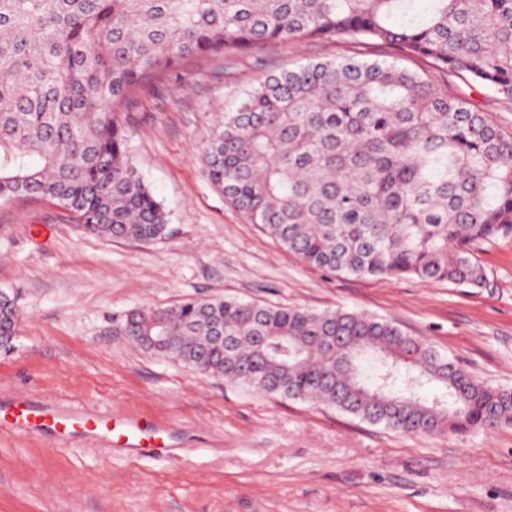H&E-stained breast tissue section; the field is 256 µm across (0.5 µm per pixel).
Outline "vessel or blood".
<instances>
[{"label":"vessel or blood","mask_w":512,"mask_h":512,"mask_svg":"<svg viewBox=\"0 0 512 512\" xmlns=\"http://www.w3.org/2000/svg\"><path fill=\"white\" fill-rule=\"evenodd\" d=\"M0 430L16 435L43 431L60 442L81 437L111 448L154 451L166 445L161 426L144 417L99 410L51 412L25 399L0 404Z\"/></svg>","instance_id":"1"}]
</instances>
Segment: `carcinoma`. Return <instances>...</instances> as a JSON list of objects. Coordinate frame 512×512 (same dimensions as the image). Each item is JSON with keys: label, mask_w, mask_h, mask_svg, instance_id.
<instances>
[{"label": "carcinoma", "mask_w": 512, "mask_h": 512, "mask_svg": "<svg viewBox=\"0 0 512 512\" xmlns=\"http://www.w3.org/2000/svg\"><path fill=\"white\" fill-rule=\"evenodd\" d=\"M0 0V202L48 198L91 234L150 242L169 213L128 150L125 109L202 57L310 39L384 43L512 97V0ZM204 173L304 264L487 284L512 236V132L396 61L284 67L214 126ZM0 296V336L15 335ZM132 345L257 392L407 435L512 426L495 389L395 323L210 297L112 318Z\"/></svg>", "instance_id": "cac0c4a2"}]
</instances>
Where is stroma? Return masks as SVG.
Segmentation results:
<instances>
[{
    "label": "stroma",
    "mask_w": 512,
    "mask_h": 512,
    "mask_svg": "<svg viewBox=\"0 0 512 512\" xmlns=\"http://www.w3.org/2000/svg\"><path fill=\"white\" fill-rule=\"evenodd\" d=\"M396 54L349 39L275 45L231 66L201 62L138 94L129 150L170 214L164 239L84 233L44 198L0 203V292L21 311L0 348V401L141 414L164 426L167 443L141 454L0 432V512H512V427L404 435L196 373L112 333L129 310L208 296L342 308L389 319L512 390V237L478 252L482 289L329 273L283 250L204 174L216 114L268 74Z\"/></svg>",
    "instance_id": "35a3bbf8"
}]
</instances>
